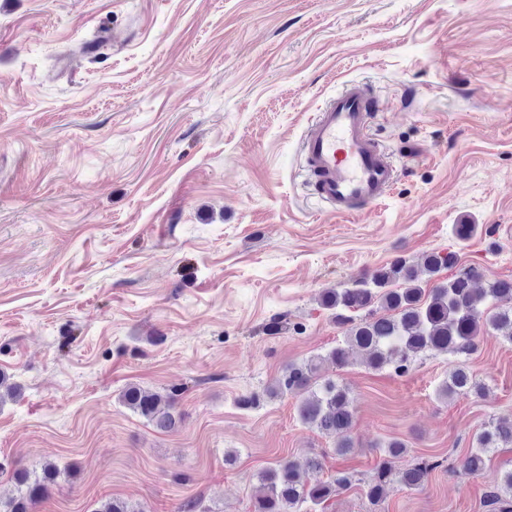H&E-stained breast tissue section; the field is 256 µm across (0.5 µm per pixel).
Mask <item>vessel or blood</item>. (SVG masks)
<instances>
[{
    "mask_svg": "<svg viewBox=\"0 0 512 512\" xmlns=\"http://www.w3.org/2000/svg\"><path fill=\"white\" fill-rule=\"evenodd\" d=\"M363 86L351 83L308 124L301 141L317 196L339 216L357 215L380 202L398 171L368 132Z\"/></svg>",
    "mask_w": 512,
    "mask_h": 512,
    "instance_id": "vessel-or-blood-1",
    "label": "vessel or blood"
}]
</instances>
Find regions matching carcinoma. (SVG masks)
Returning a JSON list of instances; mask_svg holds the SVG:
<instances>
[{"instance_id":"cac0c4a2","label":"carcinoma","mask_w":512,"mask_h":512,"mask_svg":"<svg viewBox=\"0 0 512 512\" xmlns=\"http://www.w3.org/2000/svg\"><path fill=\"white\" fill-rule=\"evenodd\" d=\"M444 271L446 279L430 288L422 286L421 274L432 280ZM482 276L479 267L461 263L458 251L432 252L422 265L399 257L389 266L354 281L351 286L324 292L321 306L331 311L336 324L345 330L340 343L300 363H291L271 390L274 396L305 394L298 406L300 421L335 440V452L353 448L350 430L354 419L349 388L332 377L321 375L324 364L343 366L349 351L357 348L373 370L391 369L397 374L409 370L420 356L444 353L468 356L479 346L482 335L493 331L512 343V280H496L485 288L475 287ZM485 384L469 368L459 363L448 373L440 390L444 398L480 394ZM123 405L145 418L156 429L165 431L177 423L174 399L136 385L124 389ZM512 447V421L485 422L475 435L474 446L458 462L470 476L480 475L489 454ZM404 444L392 441L386 455L363 482L365 497L372 504L384 498L387 488L398 482L408 489L423 485L444 461L420 458L401 471L392 467V458L403 451ZM60 476L52 463L43 465L41 474L31 476L26 470L15 471L18 494L2 501L0 512H31ZM259 490L252 500V512H313L328 508L336 488L352 484V476L340 475L330 481L303 484L297 465L283 460L260 472ZM490 512H512V469L505 472L500 487L486 495Z\"/></svg>"}]
</instances>
